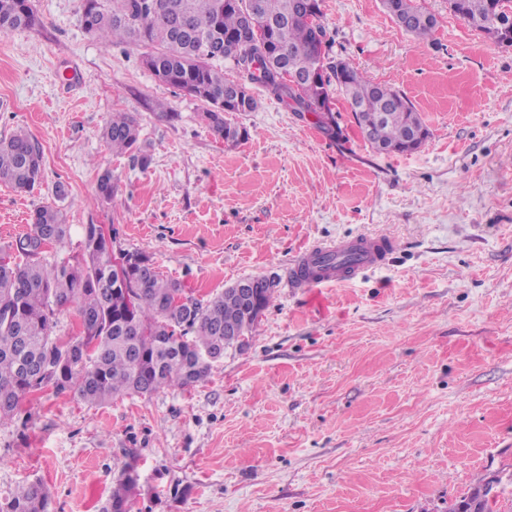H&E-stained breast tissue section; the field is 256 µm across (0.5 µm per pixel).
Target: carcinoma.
I'll list each match as a JSON object with an SVG mask.
<instances>
[{
    "label": "carcinoma",
    "instance_id": "obj_1",
    "mask_svg": "<svg viewBox=\"0 0 512 512\" xmlns=\"http://www.w3.org/2000/svg\"><path fill=\"white\" fill-rule=\"evenodd\" d=\"M85 0L84 29L105 44L145 49L142 64L159 82L185 92L203 106L202 118L226 142L248 138L228 116L252 112L254 96L235 101L232 82L214 66L227 61L240 79L264 89L293 112L314 113L319 127L337 134L334 109L319 100L341 91L359 128H372L385 154L413 151L414 128L424 127L403 93L363 77L333 53L321 0ZM258 4L256 25H242L245 10ZM449 10L496 42L512 31L506 0H448ZM396 24L419 41L438 26L422 0H383ZM38 23L32 0H0V34ZM104 137L112 151L133 154L141 169L152 158L140 145L139 123L130 112H114ZM43 155L38 143L19 132L0 140V184L30 193L39 185ZM116 192L112 173L96 185L99 199ZM69 235L59 206L46 202L31 216V229L15 242L19 261L0 257V422L17 415L30 393L48 388L69 393L88 406L125 396L150 397L163 389H185L204 381L216 349L242 350L257 318L232 285L206 301L181 283L163 277L152 257L121 250L99 225L83 227L80 252L68 260H46L47 249ZM273 280L261 277L254 299L267 309ZM76 308L82 331L67 340L52 335L58 314ZM138 466L124 463L100 512H131ZM493 485L482 480L449 512H492ZM49 492L40 480L18 486L0 501V512H48Z\"/></svg>",
    "mask_w": 512,
    "mask_h": 512
}]
</instances>
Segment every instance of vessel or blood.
Masks as SVG:
<instances>
[{"label": "vessel or blood", "instance_id": "obj_1", "mask_svg": "<svg viewBox=\"0 0 512 512\" xmlns=\"http://www.w3.org/2000/svg\"><path fill=\"white\" fill-rule=\"evenodd\" d=\"M396 247L393 239L380 235H364L348 242L336 240L320 244L300 255L295 267L305 269L302 277L291 279L294 288H319L327 285H341L357 278L369 266L376 265ZM333 255L336 265L321 266L319 254Z\"/></svg>", "mask_w": 512, "mask_h": 512}]
</instances>
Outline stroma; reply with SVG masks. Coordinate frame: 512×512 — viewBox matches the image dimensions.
Instances as JSON below:
<instances>
[{
    "instance_id": "1",
    "label": "stroma",
    "mask_w": 512,
    "mask_h": 512,
    "mask_svg": "<svg viewBox=\"0 0 512 512\" xmlns=\"http://www.w3.org/2000/svg\"><path fill=\"white\" fill-rule=\"evenodd\" d=\"M424 4L429 44L381 0H323L335 52L430 130L395 155L365 144L342 95L331 138L259 87L234 117L248 139L226 144L139 50L83 29L84 0H34L38 24L0 34V139L22 131L43 153L34 192L0 185V252L62 183L70 237L51 258L83 225H115L197 299L280 280L248 347L205 382L99 408L24 399L0 425V499L38 478L48 512H96L133 457L132 512H449L481 478L498 481L494 512H512V47L448 0ZM115 112L137 117L148 169L108 148ZM107 170L118 191L99 200ZM363 234L397 242L379 268L289 287L299 253Z\"/></svg>"
}]
</instances>
